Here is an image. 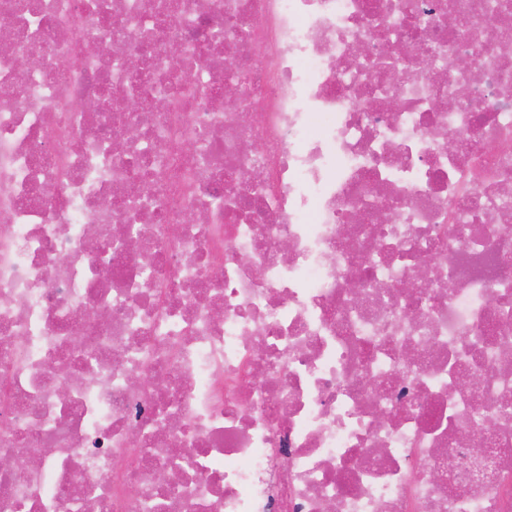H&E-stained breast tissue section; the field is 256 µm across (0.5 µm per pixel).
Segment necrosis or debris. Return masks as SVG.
<instances>
[{"label": "necrosis or debris", "mask_w": 512, "mask_h": 512, "mask_svg": "<svg viewBox=\"0 0 512 512\" xmlns=\"http://www.w3.org/2000/svg\"><path fill=\"white\" fill-rule=\"evenodd\" d=\"M498 18L0 0V512H512Z\"/></svg>", "instance_id": "necrosis-or-debris-1"}]
</instances>
